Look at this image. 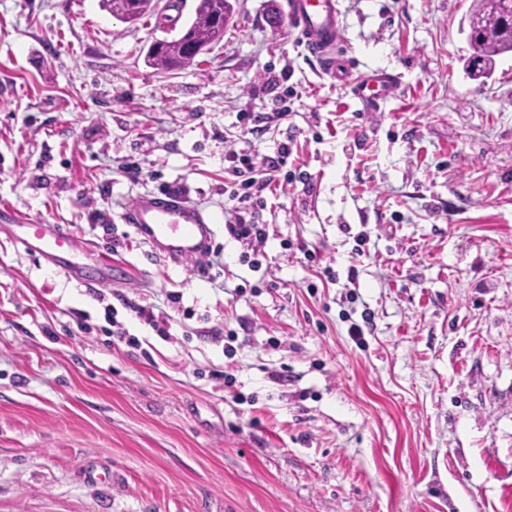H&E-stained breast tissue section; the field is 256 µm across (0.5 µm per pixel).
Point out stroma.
<instances>
[{
  "label": "stroma",
  "instance_id": "1",
  "mask_svg": "<svg viewBox=\"0 0 512 512\" xmlns=\"http://www.w3.org/2000/svg\"><path fill=\"white\" fill-rule=\"evenodd\" d=\"M476 5L341 0L352 76L401 83L373 112L283 0H239L173 73L144 63L154 21L0 0V207L77 247L0 223V512H512V54L465 74ZM246 136L294 159L257 268L224 230ZM159 190L216 217L223 268L122 221ZM99 252L130 274L96 283ZM0 222L16 225L21 229L20 234L15 236L16 241L25 249L37 248L49 258H56L58 253L73 248L71 237L66 232L51 230L48 224L23 219L10 209H0Z\"/></svg>",
  "mask_w": 512,
  "mask_h": 512
}]
</instances>
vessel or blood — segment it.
<instances>
[{"label":"vessel or blood","mask_w":512,"mask_h":512,"mask_svg":"<svg viewBox=\"0 0 512 512\" xmlns=\"http://www.w3.org/2000/svg\"><path fill=\"white\" fill-rule=\"evenodd\" d=\"M341 15L340 0H285L284 16L299 46L324 71L345 82L349 80V68L342 59ZM398 90L394 75L379 70L365 74L352 86L354 98L375 112L380 111L388 94ZM122 220L135 225L148 242L175 264L202 255L211 247L215 235L212 215L167 190L141 195L123 213ZM0 222L16 225L17 242L27 249L37 248L47 257H57L72 246L66 232L23 219L12 210L0 209Z\"/></svg>","instance_id":"obj_1"}]
</instances>
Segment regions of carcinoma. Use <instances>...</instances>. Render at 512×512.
Masks as SVG:
<instances>
[{"label":"carcinoma","mask_w":512,"mask_h":512,"mask_svg":"<svg viewBox=\"0 0 512 512\" xmlns=\"http://www.w3.org/2000/svg\"><path fill=\"white\" fill-rule=\"evenodd\" d=\"M101 4L113 14L128 16L130 22L154 16L155 27L162 28L164 17L157 11L156 0H101ZM234 13L232 0H197L193 18L175 36L158 38L150 44L145 54L146 66L162 72L192 66L197 53L191 51L189 45L209 48L220 42ZM475 14L484 20L472 43L474 56L481 61L482 69L471 76L483 77L492 74L499 56L512 52V40L504 36V14L497 9L496 0H480Z\"/></svg>","instance_id":"1"}]
</instances>
